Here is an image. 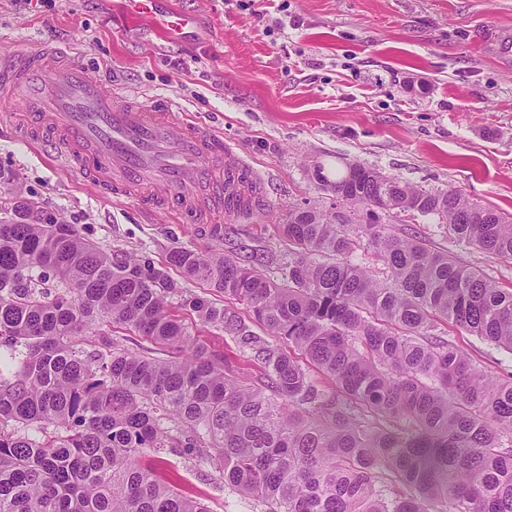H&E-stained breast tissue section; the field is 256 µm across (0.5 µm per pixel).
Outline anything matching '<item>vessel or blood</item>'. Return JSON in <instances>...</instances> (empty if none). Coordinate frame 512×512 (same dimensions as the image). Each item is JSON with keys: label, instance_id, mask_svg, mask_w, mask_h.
<instances>
[{"label": "vessel or blood", "instance_id": "1", "mask_svg": "<svg viewBox=\"0 0 512 512\" xmlns=\"http://www.w3.org/2000/svg\"><path fill=\"white\" fill-rule=\"evenodd\" d=\"M0 100L35 107L31 129L112 194L174 208L193 224L253 214L263 179L234 146L174 101L115 102L67 50L1 57Z\"/></svg>", "mask_w": 512, "mask_h": 512}]
</instances>
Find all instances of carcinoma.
<instances>
[{
  "label": "carcinoma",
  "instance_id": "obj_1",
  "mask_svg": "<svg viewBox=\"0 0 512 512\" xmlns=\"http://www.w3.org/2000/svg\"><path fill=\"white\" fill-rule=\"evenodd\" d=\"M309 173L367 222L288 209L276 279L220 247L176 246L158 265L110 252L74 224L29 221L39 202L13 203L0 224V512H211L143 464L148 451L219 471L259 512H512V373L447 339L460 329L512 355V290L380 214L431 216L505 260L512 218L359 162ZM173 271L283 339L183 296L194 321L250 347L259 382L168 310ZM122 327L172 356L125 348Z\"/></svg>",
  "mask_w": 512,
  "mask_h": 512
}]
</instances>
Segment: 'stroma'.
<instances>
[{
    "label": "stroma",
    "instance_id": "35a3bbf8",
    "mask_svg": "<svg viewBox=\"0 0 512 512\" xmlns=\"http://www.w3.org/2000/svg\"><path fill=\"white\" fill-rule=\"evenodd\" d=\"M200 24L175 39L128 0H0V55L46 43L70 46L114 96L138 91L179 103L216 125L265 174L253 219L225 224V250L245 246L277 268L288 259L280 226L289 207H315L362 223L308 175L355 161L426 190L454 189L512 214V57L484 49L512 33V0H165ZM19 106L0 103V221L15 194L39 201L85 238L161 262L175 246L205 248L211 237L173 215L147 214L72 175L50 144L17 133ZM392 234L415 235L512 288V260L457 242L430 218L386 214ZM185 324L258 380L252 351L223 330ZM450 337L486 371L512 372V354L477 337ZM159 475L211 512H253L214 469L167 456Z\"/></svg>",
    "mask_w": 512,
    "mask_h": 512
}]
</instances>
